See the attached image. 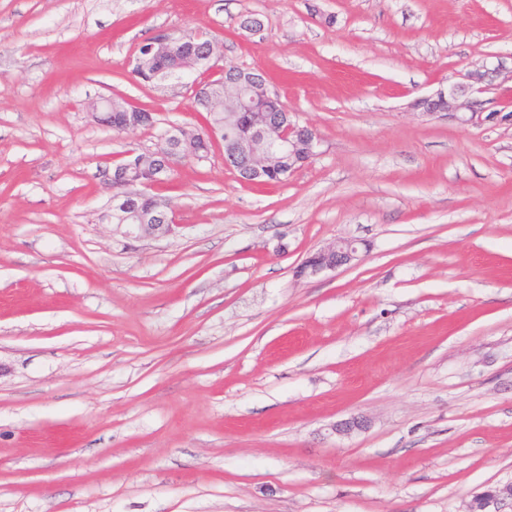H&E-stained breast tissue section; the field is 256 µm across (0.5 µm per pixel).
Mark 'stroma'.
Wrapping results in <instances>:
<instances>
[{
	"mask_svg": "<svg viewBox=\"0 0 512 512\" xmlns=\"http://www.w3.org/2000/svg\"><path fill=\"white\" fill-rule=\"evenodd\" d=\"M180 29L320 146L257 186L215 142L138 240L104 172L204 126L131 74ZM500 61L512 0H0V512H468L512 482V125L410 108ZM103 97L154 125H96ZM340 239L358 261L298 276Z\"/></svg>",
	"mask_w": 512,
	"mask_h": 512,
	"instance_id": "obj_1",
	"label": "stroma"
}]
</instances>
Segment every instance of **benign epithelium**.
Masks as SVG:
<instances>
[{"label":"benign epithelium","mask_w":512,"mask_h":512,"mask_svg":"<svg viewBox=\"0 0 512 512\" xmlns=\"http://www.w3.org/2000/svg\"><path fill=\"white\" fill-rule=\"evenodd\" d=\"M204 33L192 30H172L160 33L141 45L143 58L152 63L156 58L172 48L183 51L181 71L188 75L195 72H215L219 75L231 74V81L239 88V95L234 98H219L200 84L196 86L199 96L209 103L225 110L224 123L226 129L234 132L238 129L243 114L250 111L257 101L254 90L268 88L265 77L250 69L239 67L229 68L220 64V45L211 41L210 50L202 53L197 43ZM512 80V70H506L504 64L493 67L477 66L459 74V81L435 93L420 97L413 101L412 108L423 117L446 115L460 125H475L482 122H508L512 124V111L504 106L491 110L487 101L480 95ZM92 117L105 127H112V99L104 98L92 105ZM186 130L178 125L167 129L160 138L157 150L153 153V175L148 180H132L128 171L132 167L130 158L135 155L131 151L127 161L117 165L108 174L107 180L125 181L133 187V191L112 196L109 204L101 213V220L112 222V211H126L132 219L133 234L137 238L150 237L156 233L168 234L177 227L174 212L169 201L159 200L152 206L145 205L149 191L166 183L168 177L175 173L178 166L189 156L183 152ZM319 136L316 130L301 124L296 114L289 111L280 113L276 123L256 122L249 130L237 137L230 149L224 150V164L237 173V179L245 184H259L262 175L268 169L271 158L287 153L301 159L307 164L316 156ZM359 260V248L353 240H338L311 254L298 270L301 276H316L326 271ZM512 501V483L485 491L470 506V512H490L505 500Z\"/></svg>","instance_id":"benign-epithelium-1"}]
</instances>
